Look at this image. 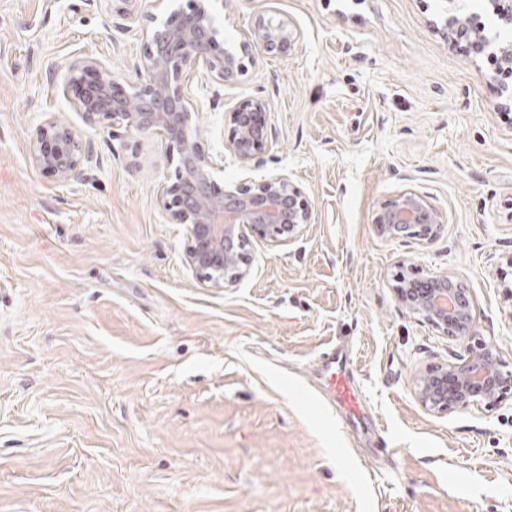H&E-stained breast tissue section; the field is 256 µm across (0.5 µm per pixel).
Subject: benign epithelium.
<instances>
[{
	"label": "benign epithelium",
	"instance_id": "benign-epithelium-1",
	"mask_svg": "<svg viewBox=\"0 0 512 512\" xmlns=\"http://www.w3.org/2000/svg\"><path fill=\"white\" fill-rule=\"evenodd\" d=\"M464 0H445L440 21L443 34L453 43L472 41L477 52L488 53L492 65L512 64V42L475 35L486 30V19L495 16L512 25V0H484L482 9L460 19ZM168 12L145 32L147 50L135 79L122 86L112 76L91 82L76 102L86 125L107 122L112 129L161 132L176 151L174 178L160 184L157 198L174 224L187 228L185 258L197 279L211 288L243 279L250 270L244 251L245 231L272 247L292 244L312 212L303 191L288 176L274 174L248 184L221 187L217 167L197 148L198 112L188 84L212 76L235 82L244 72L243 59L254 54L282 53L300 40L291 24L260 18L250 37L235 46L221 47L223 30L217 25L210 0H189L187 8L171 9V0H154ZM100 68L95 59L70 66L71 80L83 81ZM269 104L250 99L229 112L230 152L248 164L268 148L267 135L258 131L256 117ZM35 165L62 183L90 177L94 144L79 127L48 117L30 138ZM448 217L425 196L406 191L381 205L377 230L385 238H412L431 242ZM397 300L410 313L430 322L445 335L470 336L474 328L471 300L466 290L445 273L402 276L393 286ZM512 391V372L503 369L500 356L490 348L468 353L422 375L416 396L428 411L446 414L474 404L490 407Z\"/></svg>",
	"mask_w": 512,
	"mask_h": 512
}]
</instances>
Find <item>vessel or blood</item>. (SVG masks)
Instances as JSON below:
<instances>
[{"label":"vessel or blood","mask_w":512,"mask_h":512,"mask_svg":"<svg viewBox=\"0 0 512 512\" xmlns=\"http://www.w3.org/2000/svg\"><path fill=\"white\" fill-rule=\"evenodd\" d=\"M321 389L330 408L339 411L349 419H361L364 416V397L356 387L354 375L349 368L348 359L342 350L328 347L319 357Z\"/></svg>","instance_id":"vessel-or-blood-1"}]
</instances>
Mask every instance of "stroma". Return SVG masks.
I'll use <instances>...</instances> for the list:
<instances>
[{"mask_svg": "<svg viewBox=\"0 0 512 512\" xmlns=\"http://www.w3.org/2000/svg\"><path fill=\"white\" fill-rule=\"evenodd\" d=\"M214 7L227 42L261 15L301 40L196 86L198 148L220 181L284 174L312 207L290 245L248 235L250 272L223 288L198 282L157 200L168 141L73 108L71 62L134 79L151 0H0V512H512V398L440 416L414 393L484 343L512 369V102L436 30L439 0ZM254 97L269 147L244 166L226 115ZM51 114L93 141L89 181L34 165ZM406 190L447 215L433 242L379 236ZM404 264L468 291L472 336L397 302ZM334 344L366 398L356 428L318 385Z\"/></svg>", "mask_w": 512, "mask_h": 512, "instance_id": "35a3bbf8", "label": "stroma"}]
</instances>
